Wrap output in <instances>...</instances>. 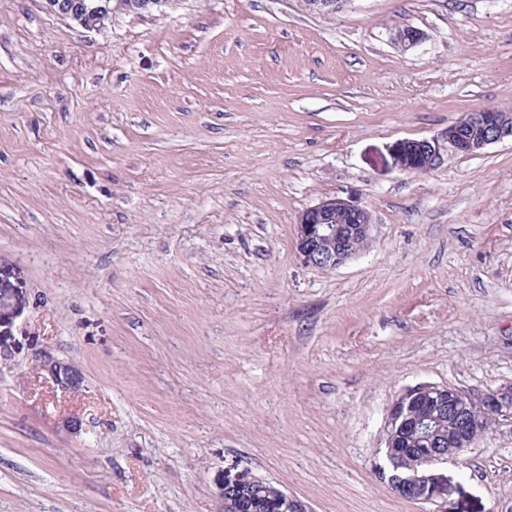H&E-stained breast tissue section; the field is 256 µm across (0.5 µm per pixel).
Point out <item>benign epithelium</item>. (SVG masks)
<instances>
[{"label": "benign epithelium", "instance_id": "7a95c632", "mask_svg": "<svg viewBox=\"0 0 512 512\" xmlns=\"http://www.w3.org/2000/svg\"><path fill=\"white\" fill-rule=\"evenodd\" d=\"M46 8L83 28L102 29L109 21V0L87 4L85 0H45ZM423 34L414 28H398L392 40L401 48L415 47ZM512 138V113L479 110L466 114L456 126L448 129V144L455 152L475 155L486 147L505 138ZM440 156V143L435 139L407 140L397 148V163L408 173H423L433 169ZM371 214L358 201L349 197L332 196L321 200L302 212L295 224V248L303 262L321 270H333L359 255L371 240ZM49 379L66 392L79 386L81 376L70 364L51 360L45 364ZM448 410V420L453 422V433L448 437V450L434 448L422 456L410 477H402L390 470L392 440L417 428L425 431L430 416H416L415 404L423 400ZM493 415L497 422L512 421V386L482 393H468L450 385L421 383L404 390L388 407L385 417V463L378 467V474L387 479L396 495L421 503H438L446 500L447 485L436 474L442 464L457 463L486 435L484 413ZM249 485L263 487V480L247 471L227 477L220 499L225 492ZM276 496L290 512H312V509L295 496L278 490Z\"/></svg>", "mask_w": 512, "mask_h": 512}]
</instances>
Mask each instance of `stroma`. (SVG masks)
I'll list each match as a JSON object with an SVG mask.
<instances>
[{"label":"stroma","instance_id":"obj_1","mask_svg":"<svg viewBox=\"0 0 512 512\" xmlns=\"http://www.w3.org/2000/svg\"><path fill=\"white\" fill-rule=\"evenodd\" d=\"M488 107L512 0H174L99 31L0 0V512H218L243 470L313 512H437L379 478L386 411L512 386V139L425 174L395 149ZM334 195L373 227L327 271L294 225ZM467 462L446 512H512V423ZM44 367L52 383L64 392L75 389L81 382L79 372L68 363L51 360Z\"/></svg>","mask_w":512,"mask_h":512}]
</instances>
